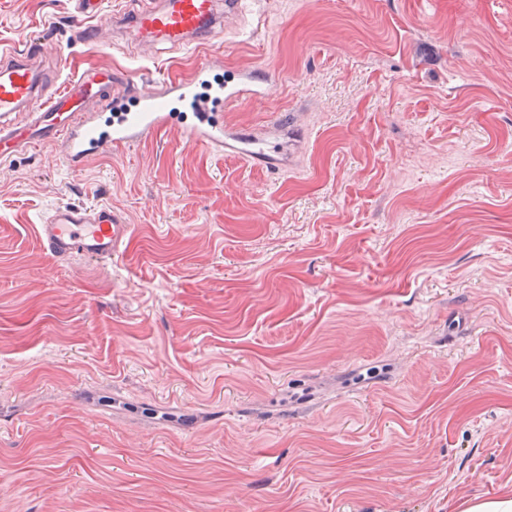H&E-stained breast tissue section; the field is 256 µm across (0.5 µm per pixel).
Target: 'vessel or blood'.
Instances as JSON below:
<instances>
[{
  "label": "vessel or blood",
  "mask_w": 512,
  "mask_h": 512,
  "mask_svg": "<svg viewBox=\"0 0 512 512\" xmlns=\"http://www.w3.org/2000/svg\"><path fill=\"white\" fill-rule=\"evenodd\" d=\"M244 0H140L137 9L105 13L103 0H75L72 41L97 43L100 25H124L139 45L194 51L222 34ZM41 41L0 52V161L39 145L57 144L69 167L95 153L129 148L168 128L189 142L220 153L278 164L284 145L271 133L227 127L224 111L248 96L268 95L267 78L242 72L220 77L211 62L190 76L169 75L149 90L118 85L115 73L94 67L47 92ZM45 254L63 260L78 254L111 261L130 237L121 213L109 205L61 203L38 225Z\"/></svg>",
  "instance_id": "b4317fda"
}]
</instances>
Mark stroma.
Wrapping results in <instances>:
<instances>
[{"label": "stroma", "instance_id": "stroma-1", "mask_svg": "<svg viewBox=\"0 0 512 512\" xmlns=\"http://www.w3.org/2000/svg\"><path fill=\"white\" fill-rule=\"evenodd\" d=\"M0 0V51L148 86L271 76L224 114L288 162L177 132L0 163V512H458L512 497V0H270L206 51L68 45ZM61 202L131 226L54 261Z\"/></svg>", "mask_w": 512, "mask_h": 512}]
</instances>
